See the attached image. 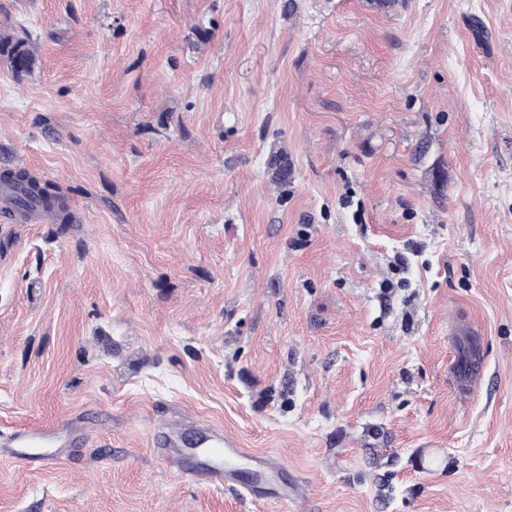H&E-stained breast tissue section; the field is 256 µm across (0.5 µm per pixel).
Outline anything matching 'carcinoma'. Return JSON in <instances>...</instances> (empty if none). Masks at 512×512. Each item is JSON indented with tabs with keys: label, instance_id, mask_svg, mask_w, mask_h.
I'll return each mask as SVG.
<instances>
[{
	"label": "carcinoma",
	"instance_id": "cac0c4a2",
	"mask_svg": "<svg viewBox=\"0 0 512 512\" xmlns=\"http://www.w3.org/2000/svg\"><path fill=\"white\" fill-rule=\"evenodd\" d=\"M0 57L10 69H15V60H24V72L31 71L34 63V50L23 40H13L10 36L0 37ZM273 179L278 182H288V153L279 152L272 158ZM0 188L7 191L9 200L19 209L40 208L47 217L62 224L67 223L65 216L66 205L64 198L55 191V186L42 182L24 169L0 172Z\"/></svg>",
	"mask_w": 512,
	"mask_h": 512
}]
</instances>
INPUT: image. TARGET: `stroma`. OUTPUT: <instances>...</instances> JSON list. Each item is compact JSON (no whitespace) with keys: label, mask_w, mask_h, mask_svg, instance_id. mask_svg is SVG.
<instances>
[{"label":"stroma","mask_w":512,"mask_h":512,"mask_svg":"<svg viewBox=\"0 0 512 512\" xmlns=\"http://www.w3.org/2000/svg\"><path fill=\"white\" fill-rule=\"evenodd\" d=\"M0 512H266L151 445L274 455L294 512H512V0H0ZM285 150L286 186L270 155ZM477 326L481 385H448ZM0 57L3 58L10 69L16 74L29 73L34 63V50L24 40L14 41L10 36L0 37ZM21 57L24 62V70L18 73L15 69L16 58ZM1 192L6 190L9 200L18 209L40 208L46 217L59 224H67L64 198L55 191L50 182L41 183L24 169L0 172ZM55 434L50 431L36 429H20L8 443L9 448H49ZM199 444L202 448H214L216 453L224 459V465L212 464L205 469L189 468L183 469L198 487H211L216 484H232L235 482V471L233 463L239 458H248V452L241 448L239 441L217 429H204L199 432Z\"/></svg>","instance_id":"1"}]
</instances>
